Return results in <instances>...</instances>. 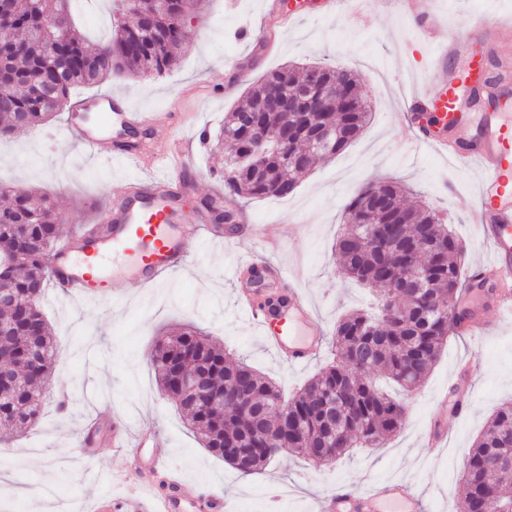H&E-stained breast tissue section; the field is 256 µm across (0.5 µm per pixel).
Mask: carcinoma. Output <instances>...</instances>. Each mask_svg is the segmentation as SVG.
Wrapping results in <instances>:
<instances>
[{
    "instance_id": "cac0c4a2",
    "label": "carcinoma",
    "mask_w": 512,
    "mask_h": 512,
    "mask_svg": "<svg viewBox=\"0 0 512 512\" xmlns=\"http://www.w3.org/2000/svg\"><path fill=\"white\" fill-rule=\"evenodd\" d=\"M13 12L4 20L17 44L16 54L0 61V71L9 74L0 90V137L17 129H35L56 118L67 106L71 93L80 87L100 84L114 74L138 76L145 70L162 74L176 60L188 32L177 18L206 6L208 0H175L162 10L155 0H112V30L108 40L94 42L71 22L76 0H59L54 13L43 0H12ZM54 20L64 34L59 51L62 61L43 55L39 31L42 22ZM318 71L350 91L357 100L350 109L329 99L309 107L341 128L334 154L358 137L368 122L370 105L356 75L331 66L307 67L301 71L285 66L264 75L251 86L242 105L224 113V126L216 133L203 131V141L228 144L233 153L224 163V197L240 199L286 197L288 182L310 171L326 158L308 149L312 135L304 113L273 111L269 98L285 97ZM252 113L272 135L288 136L284 152L305 157V164L290 167L284 157L257 141L254 130L242 122ZM375 190L387 201L382 209H357L359 196L346 207L343 231L336 254L344 274L376 290L380 314L361 310L340 318L331 334L336 359L320 370L291 398L282 400L280 390L243 360L232 361L194 326H185L157 342L150 362L159 392L185 414L203 447L243 475L256 473L280 454L281 449L312 459L327 450L330 462L359 443L371 448L401 431L405 424L403 401L382 392L375 375L395 382L407 394L425 380L457 324L459 297L466 284L458 258L462 241L428 205L405 206L402 186L384 181ZM9 200L0 206V256L9 259L0 267V278L12 288L25 315L16 307L0 306V322L14 325L12 336L0 341V361L19 377L21 385L0 383V422L19 433L31 429L39 416L56 360V347L40 303L31 294H44L50 281L48 261L64 232L50 195L34 188L0 185ZM377 236L380 244L367 246L365 238ZM429 272L427 301L437 307L452 306L450 314L423 315L409 297L394 295V285L408 262ZM202 372L214 396L224 402L219 412L208 404H192L179 397V380L187 372ZM288 403V417L279 410ZM299 425L300 433L288 432ZM281 429L280 448L266 445V434ZM247 449L237 456L224 445ZM496 455L501 467L488 470L484 460ZM459 502L461 512H498L512 505V402L500 408L490 424L465 453Z\"/></svg>"
}]
</instances>
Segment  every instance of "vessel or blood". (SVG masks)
<instances>
[{"label":"vessel or blood","instance_id":"vessel-or-blood-1","mask_svg":"<svg viewBox=\"0 0 512 512\" xmlns=\"http://www.w3.org/2000/svg\"><path fill=\"white\" fill-rule=\"evenodd\" d=\"M479 75L483 66L476 59L471 41L449 31L444 49L435 52L429 73L434 90L415 95L426 104L427 112L410 113L413 132L409 151L431 148L458 163H477L478 214L481 237L490 244L493 259L470 271L474 282L499 281L503 289L493 300L494 309L512 314V114L486 112L473 118L465 110L460 89L459 70ZM74 110L98 113V125L77 129L76 135L94 157L124 160L122 150L113 148L110 139L100 135L102 127L120 124L130 127H156L148 113H134L128 100L114 96L113 108L103 112L97 99H77ZM165 161L185 163L192 156L191 143L185 137L169 135L161 147ZM180 180L166 178L115 200L102 221L111 225L110 233L85 240L78 233L63 237L53 253V284L60 297L99 301L109 284L116 280L151 285L184 269L190 262V242L175 235L179 216L177 189ZM278 299L274 303L255 302L252 293L243 291L238 301L248 323L264 344L286 366L308 365L322 350L325 336L316 322L312 305L301 289L295 288L285 270H278ZM472 395L468 385H458L451 400H440V411L466 413ZM160 432L141 425L131 432L128 425H113L112 445L122 449L134 464L161 471L159 456L141 457L139 448L158 445ZM150 512H229L223 492L203 489L170 474L163 484H148ZM423 498L408 494L398 480L363 491L344 486L328 489L316 504V512H427Z\"/></svg>","mask_w":512,"mask_h":512}]
</instances>
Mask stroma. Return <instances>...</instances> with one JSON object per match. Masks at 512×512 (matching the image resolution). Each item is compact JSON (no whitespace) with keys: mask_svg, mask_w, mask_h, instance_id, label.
Listing matches in <instances>:
<instances>
[{"mask_svg":"<svg viewBox=\"0 0 512 512\" xmlns=\"http://www.w3.org/2000/svg\"><path fill=\"white\" fill-rule=\"evenodd\" d=\"M438 33L469 35L481 26L476 44L490 60L488 74L512 64V39L502 36L498 20L512 16V0H425ZM373 25L357 27L344 15L327 16L305 0H210L190 17V37L166 74L115 75L89 88L92 96L125 95L138 112H152L177 134L217 131L224 114L250 84L285 64L300 67L331 63L352 70L372 106L361 135L336 157L320 162L300 177L293 194L239 203L251 223L279 247L271 263L287 269L314 307L324 331H332L345 313L370 309V289L342 274L334 245L345 206L363 187L384 178L401 181L437 208L462 239V271L492 259L490 245L478 237L474 167L460 166L429 151L408 155L404 143V103L427 88L428 62L435 47L409 15L385 10L379 0H361ZM128 162L97 160L72 138L47 142L46 131H16L0 139V181L29 185L53 196L68 223L94 224L98 211L122 195L129 178L146 183L163 177L161 164L141 162L153 138L136 136ZM224 155L203 145L189 160L187 177L194 188L184 194L183 211L203 210L212 193L223 191ZM259 246L238 234L222 244L195 238L188 268L159 285L113 283L107 300L75 304L46 290L41 307L53 329L57 359L38 423L23 436L0 426V512H32L41 500L44 512H90L97 493L107 490L98 462L111 459L134 496L125 512H146L148 492L127 469L123 454L107 435L96 439V458L73 447L72 439L86 418L109 427L115 416L129 425L152 421L163 430L157 450L167 465L187 481L223 488L234 512H265V489L278 484L286 492V512H309L317 496L336 483L363 490L393 478L424 497L429 512H456L464 454L483 432L490 417L512 401V317H484L491 332L480 344L463 336L448 340L429 376L406 399L402 430L379 448H354L335 463L316 466L284 453L263 473L244 477L201 447L185 425L179 408L156 388L149 355L165 331L177 324L204 328L225 352L246 359L272 379L283 396H291L333 359L323 349L306 367L283 366L249 328L235 307L231 274ZM482 365L472 377V406L467 415H447L445 447L432 453L424 431L440 397L456 380L458 367L473 349Z\"/></svg>","mask_w":512,"mask_h":512,"instance_id":"35a3bbf8","label":"stroma"}]
</instances>
